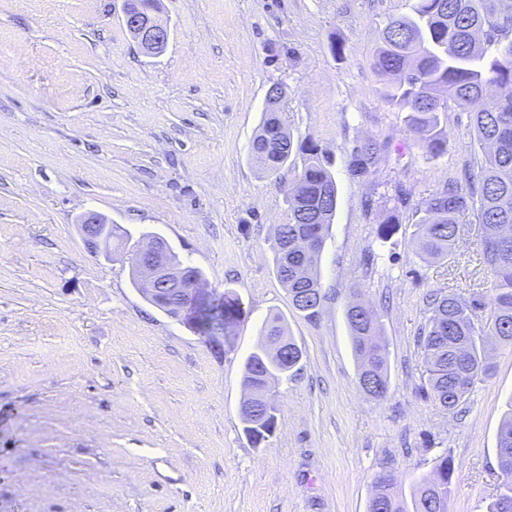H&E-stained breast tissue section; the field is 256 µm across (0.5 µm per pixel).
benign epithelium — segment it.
<instances>
[{
    "label": "benign epithelium",
    "mask_w": 512,
    "mask_h": 512,
    "mask_svg": "<svg viewBox=\"0 0 512 512\" xmlns=\"http://www.w3.org/2000/svg\"><path fill=\"white\" fill-rule=\"evenodd\" d=\"M127 29L148 53L162 52L169 41V27L152 13L139 10L124 12ZM82 242L88 252L110 256L112 239L108 237L109 222L95 212L85 214L77 225ZM171 249L161 237H149L136 243L130 250L132 275L141 283V292L151 304L183 317L190 302L211 295L203 287V276H188L187 268L173 265Z\"/></svg>",
    "instance_id": "1"
}]
</instances>
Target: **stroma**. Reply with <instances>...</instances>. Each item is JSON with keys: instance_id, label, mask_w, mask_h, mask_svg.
<instances>
[{"instance_id": "35a3bbf8", "label": "stroma", "mask_w": 512, "mask_h": 512, "mask_svg": "<svg viewBox=\"0 0 512 512\" xmlns=\"http://www.w3.org/2000/svg\"><path fill=\"white\" fill-rule=\"evenodd\" d=\"M412 4L160 0L171 36L149 55L124 0H0V512H367L378 473L409 491L444 454L449 512H486L512 346L491 350L454 414L426 397L429 294L488 303L494 276L471 213L446 259L415 254L424 200L451 181L472 192L482 151L452 105L446 152L426 156L383 98L379 34ZM275 84L294 140L327 152L339 191L311 319L292 308L271 248L300 159L271 174L249 156ZM368 140L384 154L357 178L350 154ZM87 212L131 241L162 237L206 287L233 291L243 315L229 335L206 340L145 301L127 247L90 254L77 229ZM353 302L382 323L381 400L358 384ZM274 313L303 358L256 445L238 415L243 367Z\"/></svg>"}]
</instances>
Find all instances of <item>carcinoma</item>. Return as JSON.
<instances>
[{"instance_id":"cac0c4a2","label":"carcinoma","mask_w":512,"mask_h":512,"mask_svg":"<svg viewBox=\"0 0 512 512\" xmlns=\"http://www.w3.org/2000/svg\"><path fill=\"white\" fill-rule=\"evenodd\" d=\"M506 0H414L411 13L390 18L381 30L374 69L382 77L386 101L406 113L415 141L431 156L447 145L444 123L448 102L470 113L477 142L488 148L470 193L454 184L434 192L423 203L416 222V254L442 261L455 245L460 219L474 211L482 224L483 259L494 274L490 304L436 293L430 315L418 336L426 367V395L445 412L453 413L473 385L489 370V338L512 345V6L501 13ZM495 102L488 106L489 90ZM281 96L267 105L250 148V160L269 173L278 172L293 155L301 168L288 188V222L273 228L272 239L310 242V250L272 247L276 276L287 285L290 300L321 290L318 258L335 215L328 196L337 193L327 153L314 141L294 142L279 112ZM381 148L375 142L356 147L351 171L365 176L378 163ZM485 312L484 326L476 330L477 311ZM239 299L230 291L216 295L198 315L199 334L210 336L215 326L232 327L242 316ZM352 348L358 361V383L374 399L389 390L388 349L380 317L373 311L355 319L346 310ZM262 341L244 365V386L257 395L269 393L279 379L295 373L302 350L288 336L281 316L265 321ZM288 342V356L269 355L267 345ZM497 434V462L503 482L487 505V512H512V401ZM276 408L271 405L255 418H240L254 443L271 436ZM454 462L437 458L432 475L420 480L410 498H404L390 473L376 476V492L367 512H448Z\"/></svg>"}]
</instances>
